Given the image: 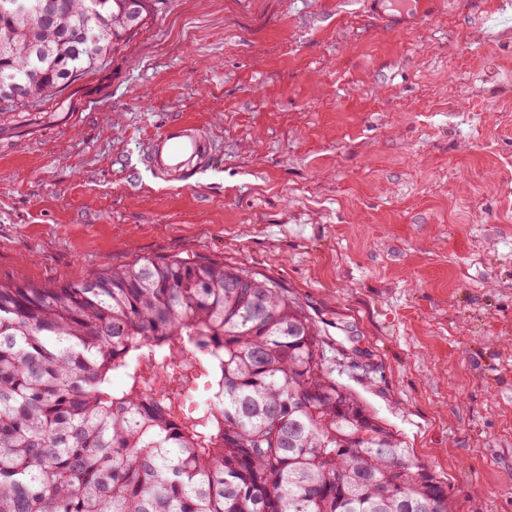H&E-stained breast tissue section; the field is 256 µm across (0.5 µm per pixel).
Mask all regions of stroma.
<instances>
[{
  "label": "stroma",
  "instance_id": "1",
  "mask_svg": "<svg viewBox=\"0 0 512 512\" xmlns=\"http://www.w3.org/2000/svg\"><path fill=\"white\" fill-rule=\"evenodd\" d=\"M164 0L100 72L0 112V282L209 256L269 279L448 485L512 512V7ZM173 120L214 159L166 182ZM212 160L206 132L189 121L167 124L150 142L148 164L161 178L188 181Z\"/></svg>",
  "mask_w": 512,
  "mask_h": 512
}]
</instances>
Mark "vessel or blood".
I'll use <instances>...</instances> for the list:
<instances>
[{"mask_svg":"<svg viewBox=\"0 0 512 512\" xmlns=\"http://www.w3.org/2000/svg\"><path fill=\"white\" fill-rule=\"evenodd\" d=\"M212 160L206 132L189 121L167 124L150 142L147 161L161 178L187 181Z\"/></svg>","mask_w":512,"mask_h":512,"instance_id":"obj_1","label":"vessel or blood"}]
</instances>
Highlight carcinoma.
<instances>
[{
    "label": "carcinoma",
    "mask_w": 512,
    "mask_h": 512,
    "mask_svg": "<svg viewBox=\"0 0 512 512\" xmlns=\"http://www.w3.org/2000/svg\"><path fill=\"white\" fill-rule=\"evenodd\" d=\"M153 18L55 0L18 28L0 9V75L20 102L50 100ZM145 360L179 362L185 384L203 371L213 403L186 409ZM334 371L294 298L219 260L0 283V512H449L445 483Z\"/></svg>",
    "instance_id": "obj_1"
}]
</instances>
